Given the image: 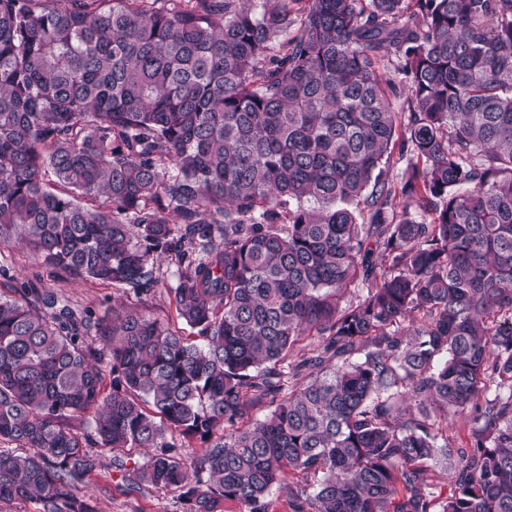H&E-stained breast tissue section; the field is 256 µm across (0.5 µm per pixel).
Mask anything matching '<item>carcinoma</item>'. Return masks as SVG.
I'll use <instances>...</instances> for the list:
<instances>
[{
    "label": "carcinoma",
    "mask_w": 512,
    "mask_h": 512,
    "mask_svg": "<svg viewBox=\"0 0 512 512\" xmlns=\"http://www.w3.org/2000/svg\"><path fill=\"white\" fill-rule=\"evenodd\" d=\"M250 2L0 0V246L137 301L0 265V503L116 450L183 512H512V0ZM1 262L11 265L19 280L36 281L40 277L44 288H49L72 307L78 309L88 308L95 311L96 314H102L105 309L103 305L105 298L108 301L107 305L110 306L116 299H121L127 304L136 303L133 295L127 298L121 290L96 282L50 277L41 265V261L27 249H1L0 247ZM443 438H448L449 448L469 449L471 445V425L461 415H448V422L443 423ZM297 476L290 475L286 478L284 484L274 487L270 496L269 512H292L288 497V487L295 488Z\"/></svg>",
    "instance_id": "cac0c4a2"
}]
</instances>
